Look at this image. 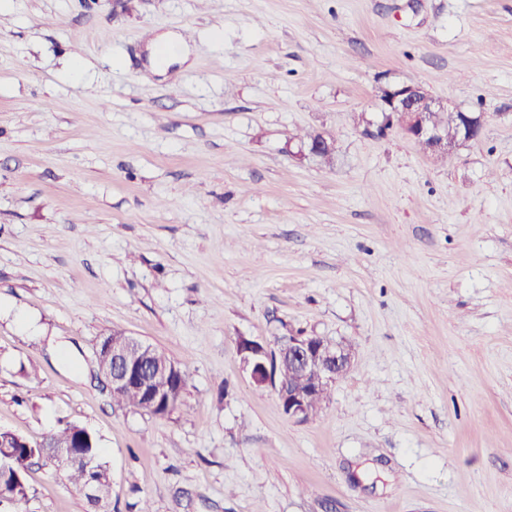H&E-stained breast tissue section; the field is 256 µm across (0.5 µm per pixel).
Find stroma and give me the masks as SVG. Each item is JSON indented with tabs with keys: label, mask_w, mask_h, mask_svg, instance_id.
Returning a JSON list of instances; mask_svg holds the SVG:
<instances>
[{
	"label": "stroma",
	"mask_w": 512,
	"mask_h": 512,
	"mask_svg": "<svg viewBox=\"0 0 512 512\" xmlns=\"http://www.w3.org/2000/svg\"><path fill=\"white\" fill-rule=\"evenodd\" d=\"M386 82L481 139L426 156ZM115 330L179 409L113 402ZM292 334L353 355L303 423L237 351ZM62 420L112 498L38 460L30 512H512V0H0V431ZM95 355L110 360V370L104 377L112 391L122 390L131 383H136L124 392L112 394L116 403L143 409L146 392L142 391L139 384L142 381L143 389H148V404L154 405L161 400L153 415H167L183 404L184 393L191 377L189 370L176 364L179 367L177 374L175 366L156 363L153 347L138 338L125 334L120 341H116L110 335L103 336L96 347ZM144 372L148 374L147 380L139 376ZM172 385V391L163 397Z\"/></svg>",
	"instance_id": "35a3bbf8"
}]
</instances>
